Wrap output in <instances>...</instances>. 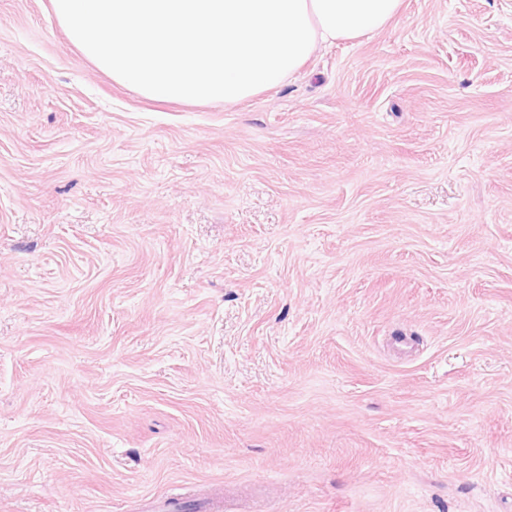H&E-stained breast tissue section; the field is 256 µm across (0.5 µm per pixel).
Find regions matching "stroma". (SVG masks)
<instances>
[{
  "instance_id": "obj_1",
  "label": "stroma",
  "mask_w": 512,
  "mask_h": 512,
  "mask_svg": "<svg viewBox=\"0 0 512 512\" xmlns=\"http://www.w3.org/2000/svg\"><path fill=\"white\" fill-rule=\"evenodd\" d=\"M512 512V0H403L239 105L0 0V512Z\"/></svg>"
}]
</instances>
